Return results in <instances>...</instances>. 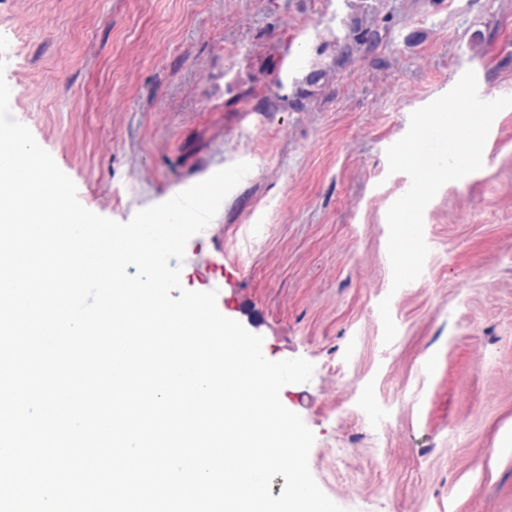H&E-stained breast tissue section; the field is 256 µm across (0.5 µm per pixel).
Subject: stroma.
I'll list each match as a JSON object with an SVG mask.
<instances>
[{
	"label": "stroma",
	"instance_id": "obj_1",
	"mask_svg": "<svg viewBox=\"0 0 512 512\" xmlns=\"http://www.w3.org/2000/svg\"><path fill=\"white\" fill-rule=\"evenodd\" d=\"M0 57L12 116L96 214L251 164L181 284L267 359L313 364L280 400L343 512H512V107L426 206L422 274L396 290L386 219L414 110L469 69L512 96V0H0Z\"/></svg>",
	"mask_w": 512,
	"mask_h": 512
}]
</instances>
